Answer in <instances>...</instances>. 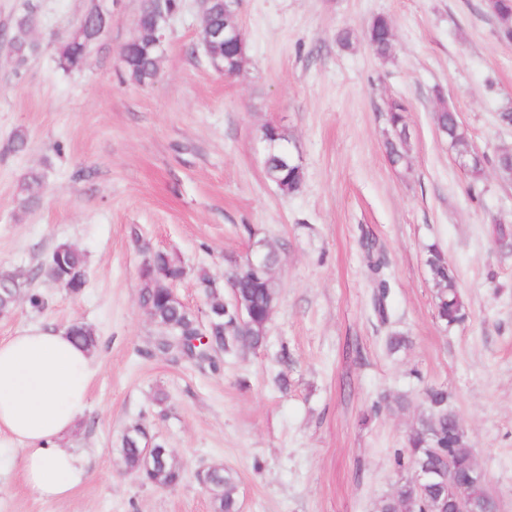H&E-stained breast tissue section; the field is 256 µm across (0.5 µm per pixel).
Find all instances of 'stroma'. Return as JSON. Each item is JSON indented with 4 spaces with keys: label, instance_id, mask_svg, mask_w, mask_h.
<instances>
[{
    "label": "stroma",
    "instance_id": "stroma-1",
    "mask_svg": "<svg viewBox=\"0 0 512 512\" xmlns=\"http://www.w3.org/2000/svg\"><path fill=\"white\" fill-rule=\"evenodd\" d=\"M91 2L0 0V273L23 292L0 315V340L74 322L97 337L88 411L68 442L87 452L88 480L66 501L40 498L2 435L0 512H213L195 478L211 465L237 472L240 512H379L412 474L394 455L430 387L450 393L496 512H512V245L496 241L497 225L512 226V180L493 164L512 148L497 121L512 107V42L484 0H240L246 62L232 78L203 55L198 0H180L146 84L120 57L142 0H115L84 65L59 67L57 47ZM30 9L37 49L20 63L5 40ZM379 15L392 25L386 58L366 37ZM392 98L407 105L409 162L397 167L385 149ZM446 105L489 158L478 189L435 125ZM270 125L300 160L295 192L266 175ZM62 243L85 255L77 295L41 273ZM432 244L467 306L452 328L436 316ZM262 245L278 256L265 346L216 370L154 353L139 301L146 253L185 268L176 293L200 314L199 270L226 289L225 257ZM370 248L385 259L383 318ZM394 333L407 344L392 353ZM135 423L173 451L180 486L127 472L120 437Z\"/></svg>",
    "mask_w": 512,
    "mask_h": 512
}]
</instances>
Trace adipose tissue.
<instances>
[{
    "mask_svg": "<svg viewBox=\"0 0 512 512\" xmlns=\"http://www.w3.org/2000/svg\"><path fill=\"white\" fill-rule=\"evenodd\" d=\"M92 358L68 328L30 326L0 340V435L20 446L22 477L64 501L87 477L83 452L64 447L87 409Z\"/></svg>",
    "mask_w": 512,
    "mask_h": 512,
    "instance_id": "1",
    "label": "adipose tissue"
}]
</instances>
